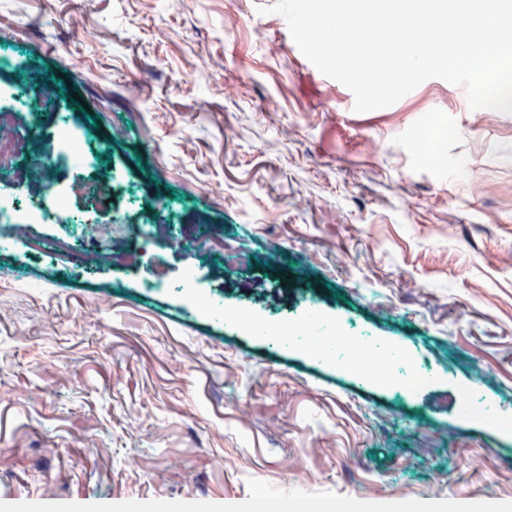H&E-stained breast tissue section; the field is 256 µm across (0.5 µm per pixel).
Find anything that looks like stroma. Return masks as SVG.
<instances>
[{"label":"stroma","mask_w":512,"mask_h":512,"mask_svg":"<svg viewBox=\"0 0 512 512\" xmlns=\"http://www.w3.org/2000/svg\"><path fill=\"white\" fill-rule=\"evenodd\" d=\"M274 2L0 0V87L49 74L133 207L274 262L164 246L160 290L134 261L66 274L25 243L0 252V271L27 263L0 279V512H248L261 495L512 512V114L472 128L440 79L354 112ZM189 270L263 321H300L311 296L435 384L362 382L196 312ZM467 388L494 422L459 412Z\"/></svg>","instance_id":"1"}]
</instances>
